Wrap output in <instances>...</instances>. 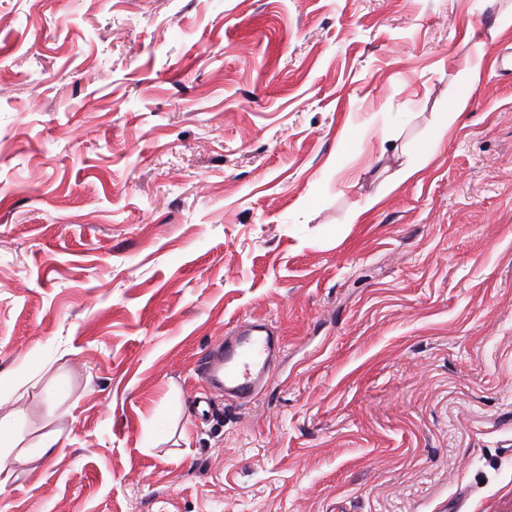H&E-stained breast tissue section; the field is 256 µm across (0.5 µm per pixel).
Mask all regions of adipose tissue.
<instances>
[{
  "label": "adipose tissue",
  "instance_id": "1",
  "mask_svg": "<svg viewBox=\"0 0 512 512\" xmlns=\"http://www.w3.org/2000/svg\"><path fill=\"white\" fill-rule=\"evenodd\" d=\"M457 77L461 90L444 114L440 125L442 133L448 132L464 115L472 93L483 78L481 61L467 64L459 70ZM16 422V412L9 411L0 415V490L4 489L12 478L13 463L28 464L43 460L56 453L60 446L61 433L57 430L47 431L36 441L24 443Z\"/></svg>",
  "mask_w": 512,
  "mask_h": 512
}]
</instances>
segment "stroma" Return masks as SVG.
I'll return each instance as SVG.
<instances>
[{"label":"stroma","instance_id":"stroma-1","mask_svg":"<svg viewBox=\"0 0 512 512\" xmlns=\"http://www.w3.org/2000/svg\"><path fill=\"white\" fill-rule=\"evenodd\" d=\"M510 12L0 0V399L63 431L0 512H512ZM253 317L271 381L198 410ZM457 77L461 90L456 96L452 106L448 108V112L444 113V118L440 125V135L422 149L418 158L410 161L398 172L399 182L414 177L426 165L428 159L439 151L444 135L464 115L472 93L478 88L483 78L482 57L478 56L474 62L467 64L464 68L459 70Z\"/></svg>","mask_w":512,"mask_h":512}]
</instances>
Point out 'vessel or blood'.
Returning <instances> with one entry per match:
<instances>
[{
  "label": "vessel or blood",
  "instance_id": "obj_1",
  "mask_svg": "<svg viewBox=\"0 0 512 512\" xmlns=\"http://www.w3.org/2000/svg\"><path fill=\"white\" fill-rule=\"evenodd\" d=\"M273 334L271 325L261 319L229 327L199 360L203 384L230 403L256 398L272 377L273 358L279 347Z\"/></svg>",
  "mask_w": 512,
  "mask_h": 512
}]
</instances>
